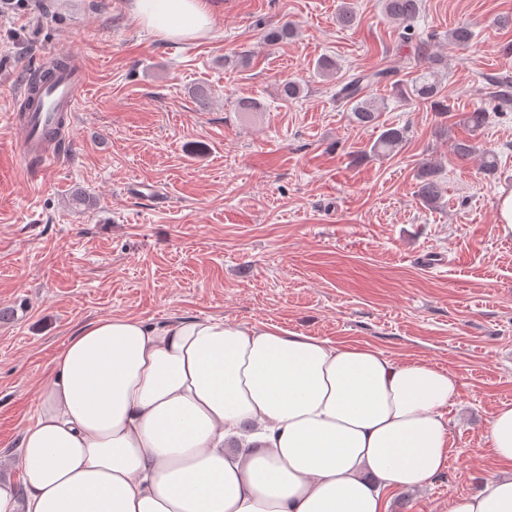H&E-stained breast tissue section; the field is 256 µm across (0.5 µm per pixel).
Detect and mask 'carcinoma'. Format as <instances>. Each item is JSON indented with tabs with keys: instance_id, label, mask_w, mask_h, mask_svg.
Wrapping results in <instances>:
<instances>
[{
	"instance_id": "1",
	"label": "carcinoma",
	"mask_w": 512,
	"mask_h": 512,
	"mask_svg": "<svg viewBox=\"0 0 512 512\" xmlns=\"http://www.w3.org/2000/svg\"><path fill=\"white\" fill-rule=\"evenodd\" d=\"M384 9L391 21L402 25L403 38H409L412 30L411 20L419 12V0H384ZM294 34L293 24L286 21L268 30L266 40L271 44H277L292 39ZM395 75L396 70L389 66L354 72L336 83V101L347 107L353 121L360 126H370L378 121L379 107L367 95L368 90L374 86L388 84L403 97L408 96L419 102L439 105V86L431 73L421 74L409 86L394 80ZM449 112V106H441L440 114L446 116ZM488 115V109L479 106L462 117V122L477 131L486 123ZM408 136L409 132L405 127L384 126L371 145L370 153L378 157L388 156L400 148L407 141ZM418 178L419 197L431 205L439 203L441 190L437 165L431 162L422 164Z\"/></svg>"
}]
</instances>
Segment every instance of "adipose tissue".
Wrapping results in <instances>:
<instances>
[{
  "label": "adipose tissue",
  "instance_id": "ef3b65f1",
  "mask_svg": "<svg viewBox=\"0 0 512 512\" xmlns=\"http://www.w3.org/2000/svg\"><path fill=\"white\" fill-rule=\"evenodd\" d=\"M132 17L170 41L213 26L208 0H133ZM458 395L450 371L271 323L100 318L39 386L0 512H387L445 470ZM485 443L512 463V404ZM448 512H512V476Z\"/></svg>",
  "mask_w": 512,
  "mask_h": 512
}]
</instances>
